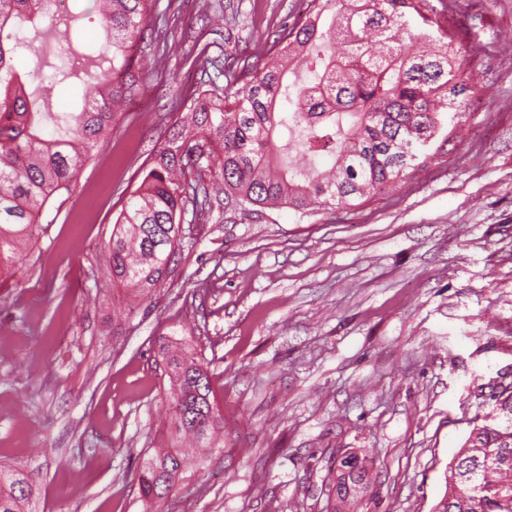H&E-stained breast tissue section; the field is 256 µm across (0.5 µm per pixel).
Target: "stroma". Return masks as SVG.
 Wrapping results in <instances>:
<instances>
[{"label":"stroma","mask_w":512,"mask_h":512,"mask_svg":"<svg viewBox=\"0 0 512 512\" xmlns=\"http://www.w3.org/2000/svg\"><path fill=\"white\" fill-rule=\"evenodd\" d=\"M454 8L483 91L426 166L304 219H199L143 298L103 261L139 167L199 87L262 68L305 10L154 0L138 93L33 228L21 268L0 274V466L28 475L25 512H142L135 474L165 438L168 336L192 337L224 411V448L190 462L177 512H331L330 467L347 450L370 462L354 512H433L491 393L512 387V0ZM66 51L41 33L15 56L30 102L80 109L83 80L42 95Z\"/></svg>","instance_id":"1"}]
</instances>
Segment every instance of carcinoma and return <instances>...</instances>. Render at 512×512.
Returning <instances> with one entry per match:
<instances>
[{
	"mask_svg": "<svg viewBox=\"0 0 512 512\" xmlns=\"http://www.w3.org/2000/svg\"><path fill=\"white\" fill-rule=\"evenodd\" d=\"M148 8L149 0H103L96 57L108 78L81 111L60 113L30 110L12 64L31 47L23 24L51 13L44 0H0V267L20 259L33 224L112 131L114 106L137 93L134 63ZM419 40L435 50L411 52ZM270 51V62L244 73L235 92H197L193 112L156 144L106 244L113 282L144 297L163 285L180 254L178 225L189 213L198 219L211 212L218 197L213 174L224 207L244 216L276 206L304 218L318 207L348 206L427 161L413 147L456 125L465 102L481 93L467 76L459 27L430 0H309L306 19L284 29ZM297 56L314 81L285 86L286 62ZM48 126L54 133L46 138ZM283 126L290 142L312 159L328 156L329 164L288 166L274 140ZM191 171L196 179L184 180ZM160 354L169 380L167 444L147 453L137 483L145 507L170 512L189 450L224 446V412L192 342L162 345ZM494 409L506 424L472 429L434 512H512L511 389L499 392ZM332 490L334 507L354 501L344 474L332 477ZM31 494L25 473L0 471V512H23Z\"/></svg>",
	"mask_w": 512,
	"mask_h": 512,
	"instance_id": "cac0c4a2",
	"label": "carcinoma"
}]
</instances>
